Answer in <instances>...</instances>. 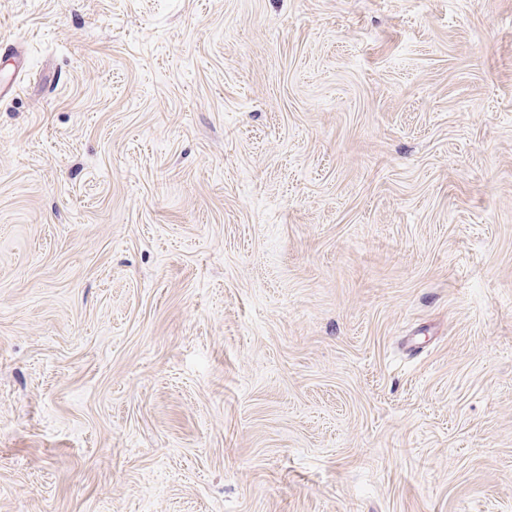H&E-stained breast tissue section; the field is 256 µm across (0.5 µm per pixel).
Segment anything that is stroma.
<instances>
[{
	"label": "stroma",
	"mask_w": 512,
	"mask_h": 512,
	"mask_svg": "<svg viewBox=\"0 0 512 512\" xmlns=\"http://www.w3.org/2000/svg\"><path fill=\"white\" fill-rule=\"evenodd\" d=\"M0 512H512V0H0Z\"/></svg>",
	"instance_id": "obj_1"
}]
</instances>
